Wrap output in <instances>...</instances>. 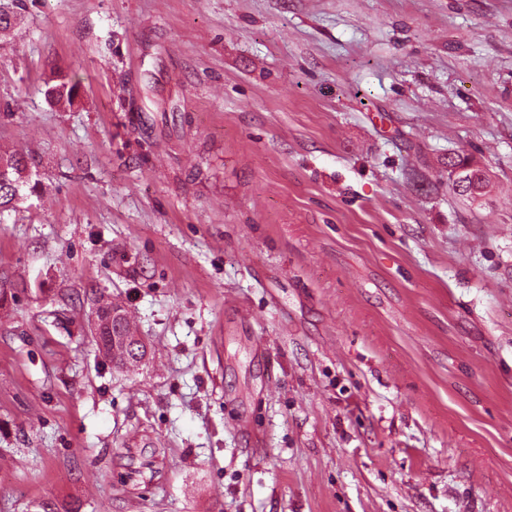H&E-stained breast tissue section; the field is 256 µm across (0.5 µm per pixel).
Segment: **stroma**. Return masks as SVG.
<instances>
[{
  "mask_svg": "<svg viewBox=\"0 0 512 512\" xmlns=\"http://www.w3.org/2000/svg\"><path fill=\"white\" fill-rule=\"evenodd\" d=\"M1 152L0 512H512V0H26ZM30 186L28 162L20 154H0V217L14 209L16 202L24 197V189ZM92 303L98 304L101 303V306L97 308L95 311L97 316V326L94 331L91 329L92 336H94V341L97 346L99 353L109 359L110 362H113L114 357L112 358V343L117 342V337L112 336V328L114 332L117 334V327H119V335L126 336L130 340L136 338L138 341L142 342V340L138 337H135L134 332L131 330L130 322L128 318V312L124 309L125 317H121L118 319H113L112 322V300L109 297H106L104 294L100 293L95 295L92 299ZM143 343V342H142Z\"/></svg>",
  "mask_w": 512,
  "mask_h": 512,
  "instance_id": "1",
  "label": "stroma"
}]
</instances>
